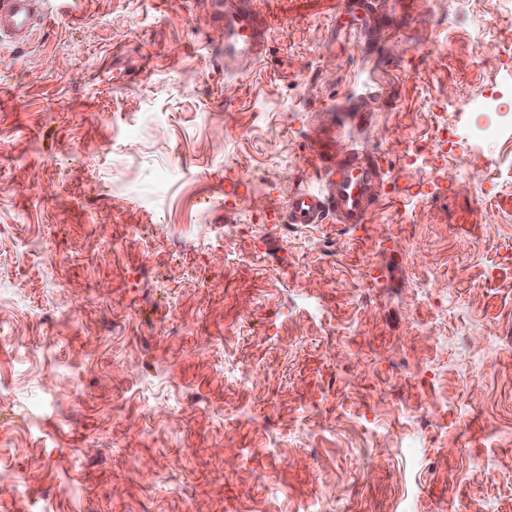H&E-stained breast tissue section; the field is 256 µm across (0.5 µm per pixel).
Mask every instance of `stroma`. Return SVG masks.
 Instances as JSON below:
<instances>
[{"instance_id": "35a3bbf8", "label": "stroma", "mask_w": 512, "mask_h": 512, "mask_svg": "<svg viewBox=\"0 0 512 512\" xmlns=\"http://www.w3.org/2000/svg\"><path fill=\"white\" fill-rule=\"evenodd\" d=\"M257 6L232 77L211 0L0 43V512H512V185L482 191L512 138L405 164L512 111L481 63L512 0H422L371 53L329 39L336 0ZM348 99L382 203L285 237ZM446 142H450L448 139V123H438L434 128V136L430 140V142L416 145L407 154V165L409 167L415 168L420 161H423L426 158V156L431 154V163L434 169H445L448 161V152L439 153V151L436 150V146H438L440 143ZM430 144H432V147H430Z\"/></svg>"}]
</instances>
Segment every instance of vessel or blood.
<instances>
[{"label":"vessel or blood","mask_w":512,"mask_h":512,"mask_svg":"<svg viewBox=\"0 0 512 512\" xmlns=\"http://www.w3.org/2000/svg\"><path fill=\"white\" fill-rule=\"evenodd\" d=\"M50 13L45 0H0V41L22 44L41 28ZM336 29L368 41L381 23L371 0H336ZM211 20L224 29L225 75H234L244 63L261 59L266 49L264 22L256 0H212ZM312 162L324 182L323 190L299 189L288 200L284 218L290 224L366 223L380 200L385 170L379 158L354 149L336 151L332 131L317 133L311 142Z\"/></svg>","instance_id":"obj_1"}]
</instances>
